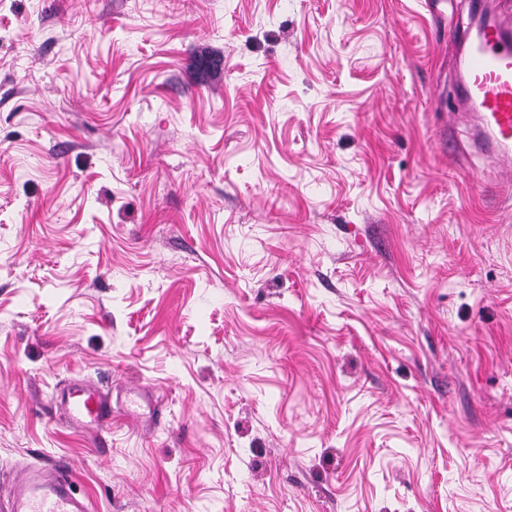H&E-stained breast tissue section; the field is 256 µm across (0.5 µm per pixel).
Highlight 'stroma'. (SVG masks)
I'll use <instances>...</instances> for the list:
<instances>
[{
  "mask_svg": "<svg viewBox=\"0 0 512 512\" xmlns=\"http://www.w3.org/2000/svg\"><path fill=\"white\" fill-rule=\"evenodd\" d=\"M466 13L0 0V491L53 459L90 512H512V166L453 98ZM60 398L72 421L89 431L99 432L112 420L109 398L88 382H71Z\"/></svg>",
  "mask_w": 512,
  "mask_h": 512,
  "instance_id": "35a3bbf8",
  "label": "stroma"
}]
</instances>
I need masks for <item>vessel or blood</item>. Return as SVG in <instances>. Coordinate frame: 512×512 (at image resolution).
Returning <instances> with one entry per match:
<instances>
[{
    "label": "vessel or blood",
    "mask_w": 512,
    "mask_h": 512,
    "mask_svg": "<svg viewBox=\"0 0 512 512\" xmlns=\"http://www.w3.org/2000/svg\"><path fill=\"white\" fill-rule=\"evenodd\" d=\"M473 29H449L450 38L472 37L462 59L455 101L474 112L473 140L493 161L512 159V25L488 14L484 0H472ZM72 421L98 432L112 419L107 395L87 382L69 384L60 395ZM0 512H89L74 491V480L52 465L27 466L12 485Z\"/></svg>",
    "instance_id": "vessel-or-blood-1"
}]
</instances>
